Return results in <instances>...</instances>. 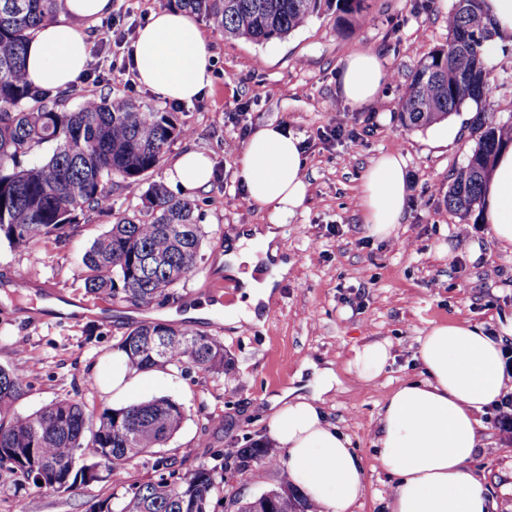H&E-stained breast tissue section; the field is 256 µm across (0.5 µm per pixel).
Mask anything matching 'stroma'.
I'll list each match as a JSON object with an SVG mask.
<instances>
[{
    "instance_id": "stroma-1",
    "label": "stroma",
    "mask_w": 512,
    "mask_h": 512,
    "mask_svg": "<svg viewBox=\"0 0 512 512\" xmlns=\"http://www.w3.org/2000/svg\"><path fill=\"white\" fill-rule=\"evenodd\" d=\"M372 25H338L335 13L312 18L282 40H208L212 84L190 102L164 99L132 80L125 67L129 44L113 29L143 27L153 0H113L110 14L87 30L89 60L65 95L68 106L87 94L123 96L176 113L189 132L170 147L153 180L169 183L184 152L209 156L214 175L197 190L205 237L203 260L193 275L161 305L136 308L87 294L79 260L110 217L82 216L63 242L44 240L33 251L0 244V367L25 366L30 387L16 402L31 413L57 399H74L93 411L112 405V357L129 324L160 319L219 336L234 364L232 374L194 367L169 368V377L133 390L129 402L168 397L182 404L185 419L160 455L187 467L211 462L212 454L267 442V400L286 389L312 395L316 369L330 368L338 385L324 411L346 433L361 457L366 491L354 512H388L394 479L383 471L372 445L385 397L419 379L418 340L430 323L467 320L495 337H512V252L494 239L488 225L461 219L444 193L463 166L475 137L477 106L467 103L448 122L408 131L397 107L418 60L448 38L452 0H368ZM375 53L386 78L375 98L356 105L341 91V70L352 54ZM487 103L512 115V67L491 59ZM277 123L301 141L308 179L304 205L279 227L280 258L288 274L262 312V325L236 326L227 313L207 320L186 318L188 307L206 300L207 282L223 281L224 304L236 299L232 279H220L216 263L228 234L270 223V208H239L236 177L241 148L257 127ZM405 161L406 206L393 236L367 237L361 226L363 175L380 154ZM24 275L34 284L15 298L6 284ZM55 297L46 299L44 286ZM387 342L391 359L372 386L348 369L355 348ZM480 446L470 464L496 504L512 512V430L503 431L495 409L481 417ZM154 455L133 461L103 481L59 494L33 485L15 486L0 472V512H86L94 502L131 484L157 479Z\"/></svg>"
}]
</instances>
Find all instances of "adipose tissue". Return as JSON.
Segmentation results:
<instances>
[{"label": "adipose tissue", "mask_w": 512, "mask_h": 512, "mask_svg": "<svg viewBox=\"0 0 512 512\" xmlns=\"http://www.w3.org/2000/svg\"><path fill=\"white\" fill-rule=\"evenodd\" d=\"M113 9L112 0H63L65 20L40 26L26 55L29 80L50 89L71 87L86 68L89 43L83 25ZM133 65L138 82L165 99L189 102L211 81L206 38L191 15L158 9L137 32ZM384 81L378 58L358 53L344 63L341 91L356 105L369 102ZM298 137L285 126L265 124L252 132L236 176L245 196L271 207L274 223L230 235L217 266L237 279L244 294L230 311L235 323H257V308L269 303L272 278H258V256L277 257V225L306 199L308 182ZM405 160L384 153L366 169L361 222L369 236L385 239L400 224L406 200ZM213 162L189 150L170 179L192 192L209 186ZM481 220L503 248H512V144L499 152L482 189ZM422 380L393 390L379 412L373 444L383 470L396 478L390 512H491L492 502L468 464L480 445V416L507 390L501 340L466 322L435 323L419 340ZM387 343L357 348L349 362L371 384L385 371ZM266 434L285 449L288 476L320 512H352L365 491V469L347 435L330 422L318 396L273 395Z\"/></svg>", "instance_id": "adipose-tissue-1"}]
</instances>
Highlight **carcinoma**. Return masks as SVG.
<instances>
[{
  "label": "carcinoma",
  "mask_w": 512,
  "mask_h": 512,
  "mask_svg": "<svg viewBox=\"0 0 512 512\" xmlns=\"http://www.w3.org/2000/svg\"><path fill=\"white\" fill-rule=\"evenodd\" d=\"M484 0H453L448 39L422 57L403 95L397 117L408 130L438 124L467 102L487 95L485 42L493 37ZM166 7L197 16L224 38L256 43L283 39L330 10L352 26L367 18L366 0H165ZM61 0H0V242L28 248L75 231L80 214L97 211L111 227L81 258L89 294L149 306L174 296L202 259L205 237L197 201L151 182L140 202L115 207L112 188H137L161 166L171 145L186 134L172 112L125 98L67 109L29 82L27 43L42 24L56 19ZM475 146L448 184L445 202L462 218L481 204V186L498 150L512 143V116L476 114ZM117 347L136 370L158 367L224 372V344L160 321L130 326ZM28 385L26 372L0 367V471L42 488L67 492L88 485L134 458L163 447L181 428V404L159 397L88 412L72 399L53 401L23 414L15 403ZM278 465L275 450L254 443L224 456L221 466L183 470L168 458L154 462L158 478L134 484L92 505L89 512H216L219 471L255 476ZM278 486L264 498L237 500L238 512H319L280 470Z\"/></svg>",
  "instance_id": "1"
}]
</instances>
